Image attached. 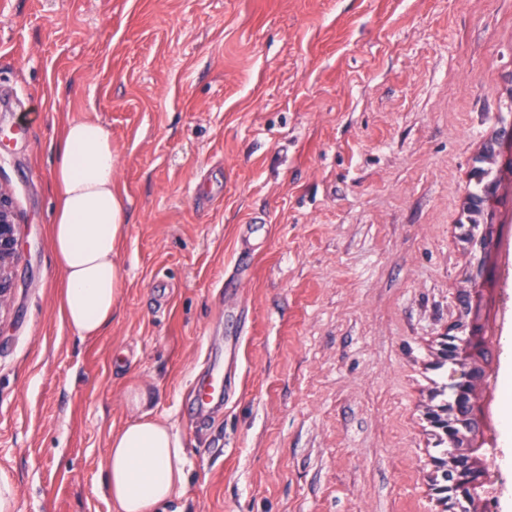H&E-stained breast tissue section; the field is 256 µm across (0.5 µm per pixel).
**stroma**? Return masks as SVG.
Segmentation results:
<instances>
[{"label":"stroma","instance_id":"1","mask_svg":"<svg viewBox=\"0 0 512 512\" xmlns=\"http://www.w3.org/2000/svg\"><path fill=\"white\" fill-rule=\"evenodd\" d=\"M84 119L112 135L128 225L112 323L87 339L51 248V146ZM504 125L512 0H0L13 512H110L132 386L186 441L175 512H449L426 413L458 371L440 343L483 255L465 204ZM253 223L265 245L225 300ZM236 335L235 393L196 416ZM17 225L10 192L0 184V317L11 299L18 254Z\"/></svg>","mask_w":512,"mask_h":512}]
</instances>
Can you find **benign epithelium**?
I'll return each instance as SVG.
<instances>
[{
  "instance_id": "benign-epithelium-1",
  "label": "benign epithelium",
  "mask_w": 512,
  "mask_h": 512,
  "mask_svg": "<svg viewBox=\"0 0 512 512\" xmlns=\"http://www.w3.org/2000/svg\"><path fill=\"white\" fill-rule=\"evenodd\" d=\"M506 153L512 155L511 127L494 132L486 146L484 159L492 164ZM472 177L482 185V190L481 194L470 197L468 212L473 222L471 228H479L481 232L478 236L470 235V240L483 248L487 245L486 229L493 217L492 205L498 199V179L485 167L475 168ZM17 254L16 213L9 190L0 184V315L10 303ZM454 330L456 333L447 336L441 355L444 360L461 366V371L450 384L451 400L442 409L430 410L428 418L431 426L438 430L440 439L448 442L451 448L448 457L439 462L444 482L440 491L449 494L458 512H472V491L488 479V470L477 466L463 446L465 433L479 427L471 411L470 395L481 383V374L476 368L462 366V355L475 332L474 322L457 324Z\"/></svg>"
}]
</instances>
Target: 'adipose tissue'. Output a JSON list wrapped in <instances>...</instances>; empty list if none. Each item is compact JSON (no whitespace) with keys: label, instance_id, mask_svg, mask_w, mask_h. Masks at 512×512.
<instances>
[{"label":"adipose tissue","instance_id":"adipose-tissue-1","mask_svg":"<svg viewBox=\"0 0 512 512\" xmlns=\"http://www.w3.org/2000/svg\"><path fill=\"white\" fill-rule=\"evenodd\" d=\"M52 180L62 310L78 336H95L111 324L122 287L115 246L126 230L125 209L113 188L110 131L96 121L70 123L53 147ZM126 404L137 417L113 432L104 467L112 512H168L186 484L183 439L147 413V392L129 389Z\"/></svg>","mask_w":512,"mask_h":512}]
</instances>
